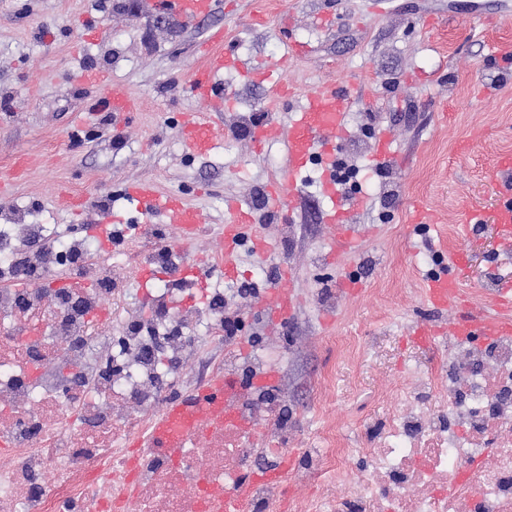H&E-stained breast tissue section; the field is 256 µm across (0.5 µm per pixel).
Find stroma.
<instances>
[{
    "mask_svg": "<svg viewBox=\"0 0 512 512\" xmlns=\"http://www.w3.org/2000/svg\"><path fill=\"white\" fill-rule=\"evenodd\" d=\"M327 13L330 28L317 21ZM82 21L101 25L103 39L83 42ZM216 27L225 50L257 70L288 56L295 95L232 78L233 109L209 112L224 137L191 157L179 129L187 115L208 112L189 78ZM293 45L300 55L289 56ZM90 71L136 99L119 125L101 123L105 110L83 81ZM324 85L358 98L336 157L359 168L362 185L328 198L312 163L297 174L289 204L258 212L259 231L281 243L265 258L242 247L241 280L263 295L270 272L290 267L302 303L284 328L254 303L256 323L239 354L245 362L264 354L277 370L271 388L286 399L289 422L301 425L295 447H314L318 431L331 428L338 443L355 448L398 383L409 371H426L445 342L440 336L427 345L412 334L416 323L445 326L452 316L423 303L427 274L464 252L462 287L488 312L497 288L512 285L491 184L499 159L512 155V0H387L381 12L375 0H219L194 23L166 0H132L127 11L116 0H0V170H19L0 194V224H45L59 233L76 223L94 236L113 228L114 218L135 222L123 186L149 179L203 213L189 254L210 253L225 199L253 201L288 171L286 141L253 153L255 120L270 111L290 124L306 95ZM385 131L394 160L382 175L371 152ZM62 190L81 198V215L59 201ZM336 204L352 208L362 241L356 254L333 262L322 217ZM418 206L433 224H414ZM471 208L483 220L465 235ZM349 280L361 283L359 294L343 293Z\"/></svg>",
    "mask_w": 512,
    "mask_h": 512,
    "instance_id": "stroma-1",
    "label": "stroma"
}]
</instances>
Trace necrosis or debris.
<instances>
[{"label":"necrosis or debris","instance_id":"necrosis-or-debris-1","mask_svg":"<svg viewBox=\"0 0 512 512\" xmlns=\"http://www.w3.org/2000/svg\"><path fill=\"white\" fill-rule=\"evenodd\" d=\"M0 231L42 236L31 265L0 267V512H223L234 488L236 512H512V336L487 348L454 338L379 424L362 427L359 448L336 455L320 434L316 470L345 492L292 499L307 480L297 468L241 481L276 468L255 435L281 430L255 410L259 389L237 379L223 313L159 288L155 320L130 331L127 293L97 248L41 224ZM56 273L81 287L44 294ZM61 358L76 378L60 381ZM194 365L205 379L237 380L236 420L201 423L176 458L140 446Z\"/></svg>","mask_w":512,"mask_h":512}]
</instances>
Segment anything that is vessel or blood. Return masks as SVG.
Returning <instances> with one entry per match:
<instances>
[{"mask_svg": "<svg viewBox=\"0 0 512 512\" xmlns=\"http://www.w3.org/2000/svg\"><path fill=\"white\" fill-rule=\"evenodd\" d=\"M174 7L182 18L193 22L209 16L213 0H175ZM223 33L213 34L200 47L201 63L194 70L190 89L201 100L215 106H223L225 94L221 90L224 73L242 70L243 64L233 53L223 50ZM87 84L96 88L101 101L112 108L113 120L132 108L127 88L108 76L98 72L87 73ZM349 98L336 95L335 91L322 88L308 96L301 104L290 127H282L276 118H268L251 134L253 150H260L272 138L288 139V171L297 173L309 162L322 165L328 177L323 184L327 195H334L336 188V154L338 140L346 136L344 117L350 109ZM181 137L188 154L197 155L209 151L217 139L220 129L210 118L198 113L183 122ZM124 194L135 205L142 223H150L159 216L166 223L176 226L185 242H193L201 224L203 214L189 206L176 194L159 193L152 181L141 179L126 184ZM227 217L221 229L220 239L224 252V277L236 279L239 275L237 258L243 245H250L257 256H265L276 248L273 239L260 233L254 225L253 211L239 200L230 198L225 202ZM338 223L333 227L329 260L335 261L355 253L359 249L361 236L353 225L348 224L347 212H339ZM496 220L501 242L512 248V196L503 198L497 210ZM424 300L434 309L455 307L457 313L451 332L456 336H495L512 332V320L488 318L467 301L460 292L459 281L450 277L447 270L431 273L426 279ZM300 298L295 290L291 269H282L279 279L264 299V306L272 315L281 316L297 308ZM228 383L223 379L210 381L206 386L187 398L168 406L155 423L149 437L153 447L175 451L184 440L193 434L197 423L204 418L220 421L224 418V396Z\"/></svg>", "mask_w": 512, "mask_h": 512, "instance_id": "1", "label": "vessel or blood"}]
</instances>
